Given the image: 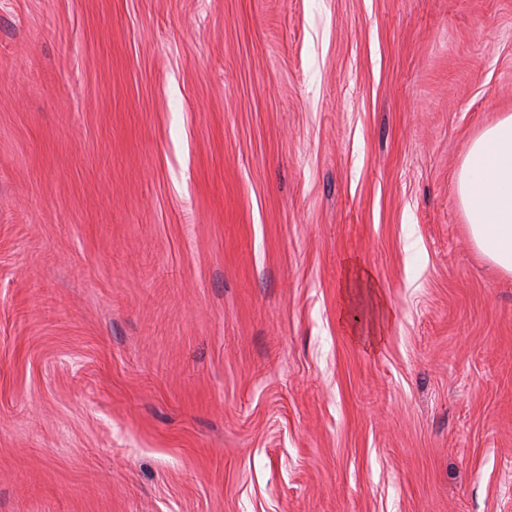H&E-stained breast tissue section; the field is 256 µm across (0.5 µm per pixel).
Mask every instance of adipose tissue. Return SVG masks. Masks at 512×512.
<instances>
[{
  "mask_svg": "<svg viewBox=\"0 0 512 512\" xmlns=\"http://www.w3.org/2000/svg\"><path fill=\"white\" fill-rule=\"evenodd\" d=\"M456 191L474 246L512 275V114L484 129L470 144Z\"/></svg>",
  "mask_w": 512,
  "mask_h": 512,
  "instance_id": "ef3b65f1",
  "label": "adipose tissue"
}]
</instances>
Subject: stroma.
Masks as SVG:
<instances>
[{"mask_svg": "<svg viewBox=\"0 0 512 512\" xmlns=\"http://www.w3.org/2000/svg\"><path fill=\"white\" fill-rule=\"evenodd\" d=\"M507 113L512 0H0V512H512ZM456 191L474 246L512 275V114L484 129L470 144Z\"/></svg>", "mask_w": 512, "mask_h": 512, "instance_id": "stroma-1", "label": "stroma"}]
</instances>
